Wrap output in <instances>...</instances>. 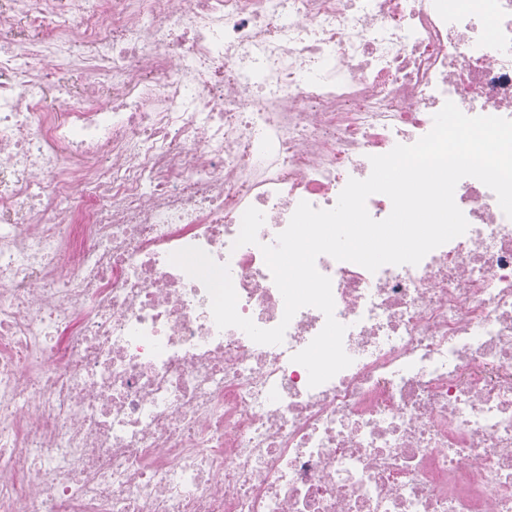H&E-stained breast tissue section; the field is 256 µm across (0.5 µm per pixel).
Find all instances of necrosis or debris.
Instances as JSON below:
<instances>
[{
	"instance_id": "4bbe7bcc",
	"label": "necrosis or debris",
	"mask_w": 512,
	"mask_h": 512,
	"mask_svg": "<svg viewBox=\"0 0 512 512\" xmlns=\"http://www.w3.org/2000/svg\"><path fill=\"white\" fill-rule=\"evenodd\" d=\"M19 17L40 34L0 48V512H512V219L479 180L418 265L317 258L352 363L314 388L292 357L320 310L261 345L168 260L202 248L278 325L260 247L299 202L334 207L446 101L512 119V0H11L0 30Z\"/></svg>"
}]
</instances>
